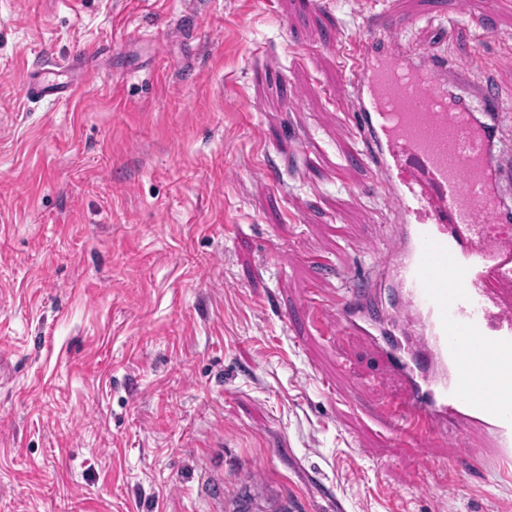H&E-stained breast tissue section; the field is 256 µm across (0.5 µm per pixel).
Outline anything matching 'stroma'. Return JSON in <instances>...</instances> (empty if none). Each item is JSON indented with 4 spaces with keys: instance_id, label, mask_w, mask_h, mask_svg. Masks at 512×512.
Returning a JSON list of instances; mask_svg holds the SVG:
<instances>
[{
    "instance_id": "stroma-1",
    "label": "stroma",
    "mask_w": 512,
    "mask_h": 512,
    "mask_svg": "<svg viewBox=\"0 0 512 512\" xmlns=\"http://www.w3.org/2000/svg\"><path fill=\"white\" fill-rule=\"evenodd\" d=\"M395 5L512 52V0H0V512H218L256 463L296 512H512L389 434L382 363L305 305L389 243L345 74ZM45 56L79 96L25 94Z\"/></svg>"
}]
</instances>
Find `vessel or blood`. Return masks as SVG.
<instances>
[{
	"label": "vessel or blood",
	"instance_id": "obj_1",
	"mask_svg": "<svg viewBox=\"0 0 512 512\" xmlns=\"http://www.w3.org/2000/svg\"><path fill=\"white\" fill-rule=\"evenodd\" d=\"M397 14L372 15L346 72L360 158L392 199L399 235L374 255L372 288L310 293L336 331L360 337L403 394L384 423L423 450L454 438L464 460L471 435L482 457L512 479V115L503 77L512 58L461 60L406 44ZM261 479L223 512H260Z\"/></svg>",
	"mask_w": 512,
	"mask_h": 512
}]
</instances>
